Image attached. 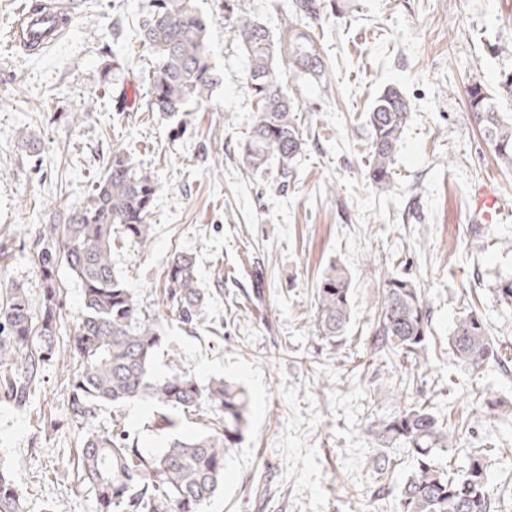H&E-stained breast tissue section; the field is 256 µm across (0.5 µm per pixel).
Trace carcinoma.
I'll return each mask as SVG.
<instances>
[{
  "instance_id": "1",
  "label": "carcinoma",
  "mask_w": 512,
  "mask_h": 512,
  "mask_svg": "<svg viewBox=\"0 0 512 512\" xmlns=\"http://www.w3.org/2000/svg\"><path fill=\"white\" fill-rule=\"evenodd\" d=\"M323 8L321 0H292L289 17L274 36L249 15L244 0H224V20L233 24L247 55V80L257 106L243 146V161L255 173L265 172L275 158L282 178H288V162L306 145L282 67L309 79L321 76L323 60L309 28L320 20ZM206 34L207 20L193 0H153L140 32L143 44L156 56L146 78L145 111L182 112L191 100L201 101L208 94L216 74ZM466 96L484 140L498 159L512 163V117L497 111L478 74L470 79ZM409 118V104L394 87L385 88L367 112L372 130L369 175L379 188L390 183ZM157 189L154 176L133 169L123 147L112 148L107 174L96 182L88 202L57 212L46 226L38 253L41 309L34 310L27 292L17 285L0 306V388L22 403L27 388L14 380L15 366H21V375L30 383L44 362L60 357L55 336L64 306L57 267L66 265L81 283L83 308L63 361L70 418L78 431L77 482L94 494L97 512H202L221 492L226 458L248 429L249 399L235 383L218 378L203 385L178 372L155 375L154 355L161 340L157 322L141 315L134 296L112 268L114 240L141 248L149 245L148 217ZM164 285L170 313L187 325L200 319L206 301L192 255L172 256ZM350 286L347 270L332 264L315 289L313 328L331 343L338 342L349 324ZM429 317L413 281L389 276L378 310L377 347L416 352L427 336ZM35 336L39 350L29 353ZM448 344L460 362L473 368L500 359L483 318L473 312L454 323ZM141 398L154 401L156 429L166 433L158 453H142L123 429L83 432L99 404L120 407ZM200 408L211 411L214 423L195 435L177 432L178 415ZM376 435L382 442L404 445L413 458L394 512H493L482 456L469 457L459 470L440 462L437 453L448 450L450 434L426 406L400 409L376 427ZM24 500L7 469L0 467V512H24Z\"/></svg>"
}]
</instances>
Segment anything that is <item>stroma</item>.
Masks as SVG:
<instances>
[{
    "mask_svg": "<svg viewBox=\"0 0 512 512\" xmlns=\"http://www.w3.org/2000/svg\"><path fill=\"white\" fill-rule=\"evenodd\" d=\"M0 0V302L6 286L41 302L39 238L55 210L86 202L122 144L158 183L149 247L114 242L112 266L162 338L159 373L200 382L222 377L249 399L250 425L228 456L224 489L205 512H392L413 460L371 426L401 405L425 404L453 435L441 461L484 453L497 503L512 512V168L495 158L465 94L472 74L512 114V0H328L315 27L319 79L288 75L306 146L263 174L243 162L257 115L245 51L224 20V0H194L207 19L206 48L218 82L169 117L122 107L144 97L154 64L138 37L150 0H79L57 44L26 51L9 33L19 7ZM411 106L387 188L369 178L366 113L385 87ZM38 141L23 148L20 132ZM488 183L505 207L497 224L468 221L472 185ZM195 256L207 297L192 326L171 316L164 269ZM351 278L343 340L316 336L315 288L330 265ZM412 279L430 310L418 352L373 349L389 275ZM66 345L82 289L60 269ZM477 312L502 356L474 369L448 347L456 318ZM145 398L90 416V430L124 428L147 453L164 434ZM77 435L58 361L44 364L21 405L0 394V463L26 496V512H96L78 487ZM386 456V474L373 460Z\"/></svg>",
    "mask_w": 512,
    "mask_h": 512,
    "instance_id": "stroma-1",
    "label": "stroma"
}]
</instances>
